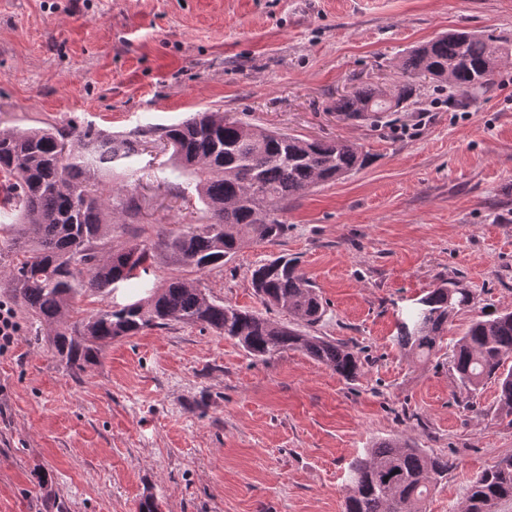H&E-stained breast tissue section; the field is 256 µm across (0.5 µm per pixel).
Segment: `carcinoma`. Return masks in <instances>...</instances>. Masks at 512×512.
Returning <instances> with one entry per match:
<instances>
[{"mask_svg": "<svg viewBox=\"0 0 512 512\" xmlns=\"http://www.w3.org/2000/svg\"><path fill=\"white\" fill-rule=\"evenodd\" d=\"M505 50L490 35L452 30L405 52L399 70L406 80L392 86L365 84L336 99L333 110L346 120L379 122L416 95L415 79L428 78L468 98L494 83ZM158 135L172 149V172L193 178L209 218L174 233H160L147 247L132 243L114 250L116 211L135 212L121 189L101 195L95 168L138 155L142 139ZM70 135L53 128L15 130L0 136V173L22 204L9 244V286L39 322L56 328L52 344L71 371L96 361L100 347L171 322L200 324L235 341L250 356L267 360L301 351L342 378L355 381L362 363L347 344L310 333L325 315L312 282L298 261L276 256L251 273L263 304L288 312L281 324L230 303L216 301L187 281L170 278L160 288L121 307L109 305L69 322L78 296L106 294L132 278L144 264L164 257L206 271L221 267L248 242H277L287 230L280 218L288 200L332 183L372 163L362 147L344 140H317L252 126L222 112H195L159 130L112 145L84 134V151L60 145ZM475 303L470 289L442 283L414 303L403 319L398 345L427 359L463 308ZM512 311L471 320L448 347L452 376L466 405L486 383L496 385V415L512 427ZM453 463L416 446L410 438L382 439L348 467L344 512H425L431 489ZM512 502V456L483 471L469 486L460 512H499Z\"/></svg>", "mask_w": 512, "mask_h": 512, "instance_id": "obj_1", "label": "carcinoma"}]
</instances>
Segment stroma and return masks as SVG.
Returning a JSON list of instances; mask_svg holds the SVG:
<instances>
[{
  "label": "stroma",
  "instance_id": "stroma-1",
  "mask_svg": "<svg viewBox=\"0 0 512 512\" xmlns=\"http://www.w3.org/2000/svg\"><path fill=\"white\" fill-rule=\"evenodd\" d=\"M452 29L512 45V0H0V131L118 143L219 110L374 158L289 200L276 243H248L205 272L152 265L75 304L86 316L180 277L285 324L250 279L285 254L325 308L313 334L358 352V380L299 351L258 360L175 322L114 339L72 372L17 307L21 332L0 355V512H139L148 496L159 512H343L349 463L400 437L452 461L426 512H458L472 480L512 456L494 384L467 409L446 352L422 363L396 341L407 309L443 281L478 298L444 341L482 310H512V56L474 100L420 79L414 104L381 123L332 110L356 86L396 82L403 51ZM169 157L150 140L99 174V188L138 205L119 215L113 247L206 223Z\"/></svg>",
  "mask_w": 512,
  "mask_h": 512
}]
</instances>
